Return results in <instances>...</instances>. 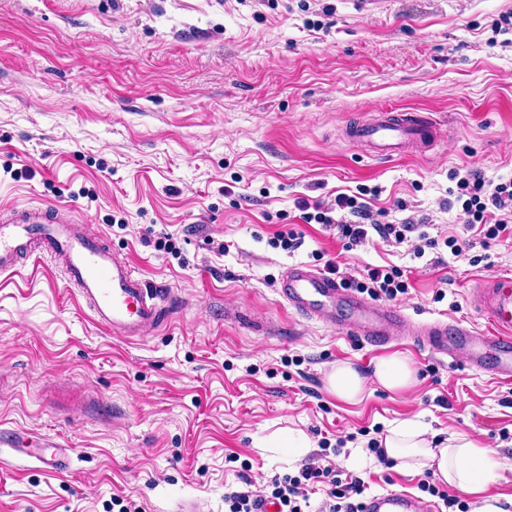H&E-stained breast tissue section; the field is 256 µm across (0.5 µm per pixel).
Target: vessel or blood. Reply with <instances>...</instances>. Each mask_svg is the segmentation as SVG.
Returning a JSON list of instances; mask_svg holds the SVG:
<instances>
[{"label":"vessel or blood","mask_w":512,"mask_h":512,"mask_svg":"<svg viewBox=\"0 0 512 512\" xmlns=\"http://www.w3.org/2000/svg\"><path fill=\"white\" fill-rule=\"evenodd\" d=\"M431 128L416 112L378 109L375 116L347 129L350 141L373 156L391 160L413 155ZM51 254L61 265L68 285L88 306L94 321L116 336L134 338L165 319L166 304L175 295L152 288L132 266L116 258L103 238L87 235L75 216H61L57 207H30L0 223V273H15L23 248ZM281 294L289 306L336 326L345 334L385 345L397 336L404 315L344 288L335 277L306 265L289 266ZM472 303L482 310L489 329L435 320L421 323L418 342L431 352L454 357L465 352L470 367L512 382V277L504 276L476 290ZM0 447L35 459L43 470L65 471L69 448L49 437L33 438L21 430H0ZM360 512H435L431 504L412 495L390 491L362 502Z\"/></svg>","instance_id":"b4317fda"}]
</instances>
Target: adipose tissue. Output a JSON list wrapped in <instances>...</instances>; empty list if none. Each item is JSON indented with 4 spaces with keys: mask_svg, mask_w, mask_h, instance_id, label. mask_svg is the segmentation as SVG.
<instances>
[{
    "mask_svg": "<svg viewBox=\"0 0 512 512\" xmlns=\"http://www.w3.org/2000/svg\"><path fill=\"white\" fill-rule=\"evenodd\" d=\"M374 380L395 393L414 389L418 384L411 362L399 355L381 359L375 367ZM381 445L399 467L409 471L432 470L441 482L478 496L475 512H504L498 498L488 493L501 478L496 449L464 434L437 440L430 437L426 427L411 421L391 425Z\"/></svg>",
    "mask_w": 512,
    "mask_h": 512,
    "instance_id": "ef3b65f1",
    "label": "adipose tissue"
}]
</instances>
